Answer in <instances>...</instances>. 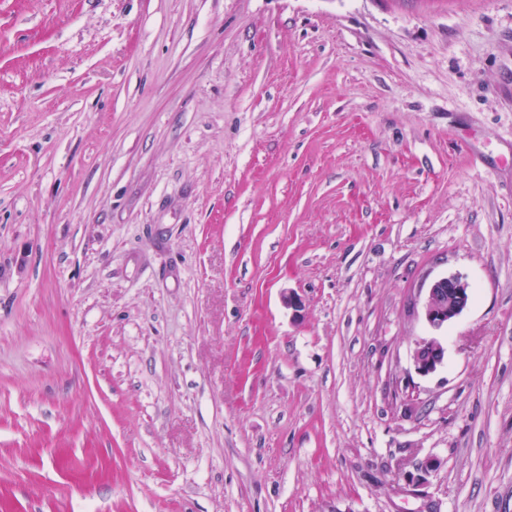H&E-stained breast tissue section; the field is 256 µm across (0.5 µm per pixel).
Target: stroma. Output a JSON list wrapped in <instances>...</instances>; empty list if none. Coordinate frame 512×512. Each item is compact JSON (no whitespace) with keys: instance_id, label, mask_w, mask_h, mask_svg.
<instances>
[{"instance_id":"1","label":"stroma","mask_w":512,"mask_h":512,"mask_svg":"<svg viewBox=\"0 0 512 512\" xmlns=\"http://www.w3.org/2000/svg\"><path fill=\"white\" fill-rule=\"evenodd\" d=\"M0 512H512V0H0ZM470 284L459 276L442 277L428 288L425 301V317L428 324L440 330L457 320L468 306ZM446 352L445 343L438 337L418 343L413 355L415 369L421 375L437 372L444 364Z\"/></svg>"}]
</instances>
